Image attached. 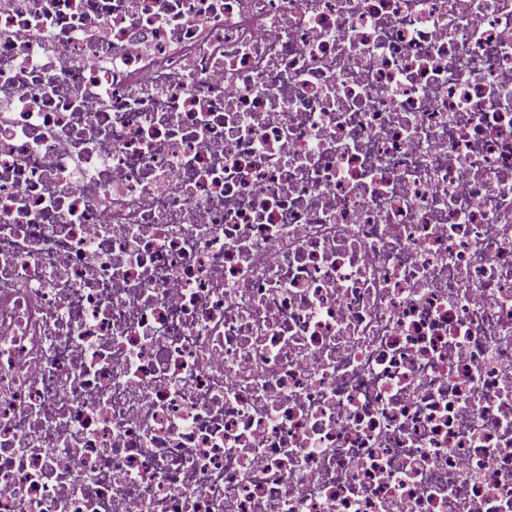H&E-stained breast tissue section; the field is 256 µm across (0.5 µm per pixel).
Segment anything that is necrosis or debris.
<instances>
[{
	"instance_id": "obj_1",
	"label": "necrosis or debris",
	"mask_w": 512,
	"mask_h": 512,
	"mask_svg": "<svg viewBox=\"0 0 512 512\" xmlns=\"http://www.w3.org/2000/svg\"><path fill=\"white\" fill-rule=\"evenodd\" d=\"M0 512H512V0H0Z\"/></svg>"
}]
</instances>
